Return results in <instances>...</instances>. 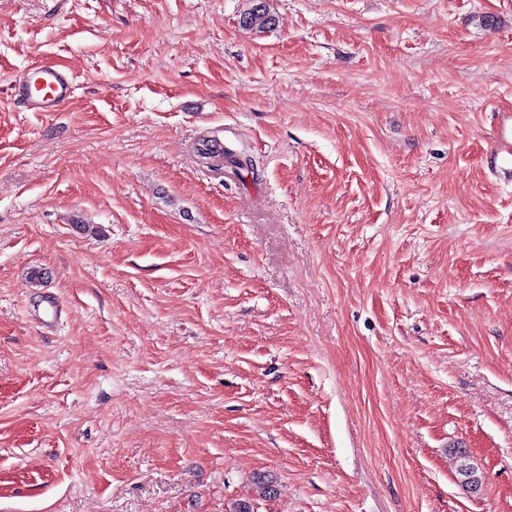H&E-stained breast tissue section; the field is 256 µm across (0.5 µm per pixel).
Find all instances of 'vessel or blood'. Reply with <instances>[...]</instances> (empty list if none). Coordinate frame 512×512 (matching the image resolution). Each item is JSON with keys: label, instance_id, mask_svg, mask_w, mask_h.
Segmentation results:
<instances>
[{"label": "vessel or blood", "instance_id": "vessel-or-blood-1", "mask_svg": "<svg viewBox=\"0 0 512 512\" xmlns=\"http://www.w3.org/2000/svg\"><path fill=\"white\" fill-rule=\"evenodd\" d=\"M75 90V77L67 69L43 62L23 70L14 80L13 94L30 112H58ZM487 172L495 182L512 185V111H499L484 152Z\"/></svg>", "mask_w": 512, "mask_h": 512}]
</instances>
